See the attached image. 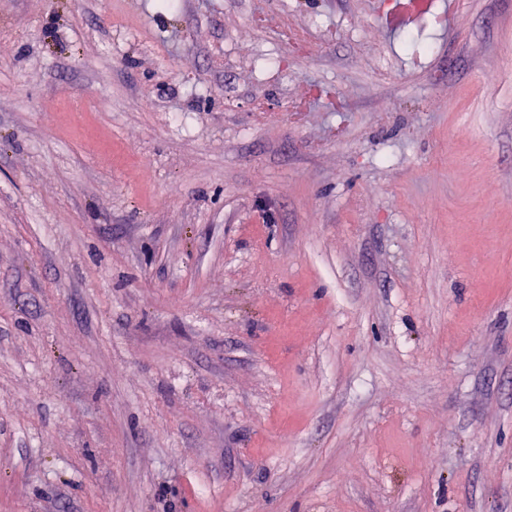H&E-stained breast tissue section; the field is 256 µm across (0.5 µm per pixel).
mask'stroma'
Wrapping results in <instances>:
<instances>
[{
	"instance_id": "stroma-1",
	"label": "stroma",
	"mask_w": 512,
	"mask_h": 512,
	"mask_svg": "<svg viewBox=\"0 0 512 512\" xmlns=\"http://www.w3.org/2000/svg\"><path fill=\"white\" fill-rule=\"evenodd\" d=\"M0 512H512V0H0Z\"/></svg>"
}]
</instances>
